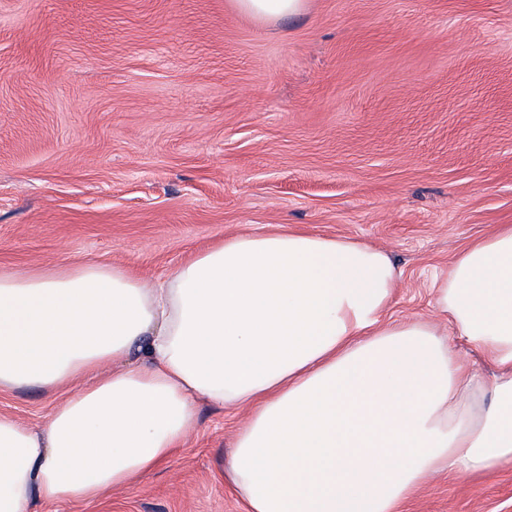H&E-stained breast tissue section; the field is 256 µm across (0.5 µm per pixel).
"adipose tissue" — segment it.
I'll use <instances>...</instances> for the list:
<instances>
[{"instance_id":"adipose-tissue-1","label":"adipose tissue","mask_w":512,"mask_h":512,"mask_svg":"<svg viewBox=\"0 0 512 512\" xmlns=\"http://www.w3.org/2000/svg\"><path fill=\"white\" fill-rule=\"evenodd\" d=\"M399 278L377 246L285 227L162 280L0 268V390L75 388L42 425L0 413V512L127 486L184 447L200 400L248 411L224 469L246 512H397L435 473L512 462V224L434 275L450 335L387 320ZM450 339L452 343L458 347L460 357L467 364H469L471 367H473L474 369L483 373L486 376L491 375L493 367L485 355H483L480 352L472 350L456 336H450Z\"/></svg>"}]
</instances>
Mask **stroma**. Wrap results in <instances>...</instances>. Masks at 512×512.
<instances>
[{
    "instance_id": "1",
    "label": "stroma",
    "mask_w": 512,
    "mask_h": 512,
    "mask_svg": "<svg viewBox=\"0 0 512 512\" xmlns=\"http://www.w3.org/2000/svg\"><path fill=\"white\" fill-rule=\"evenodd\" d=\"M283 224L386 250L387 316L512 224V0H0V267L165 278ZM0 392L37 425L67 397ZM180 453L101 500L40 512H245L224 482L248 412L198 407ZM402 512H512V464L434 475ZM237 7L246 14L265 19H279L298 14L305 0H235Z\"/></svg>"
}]
</instances>
